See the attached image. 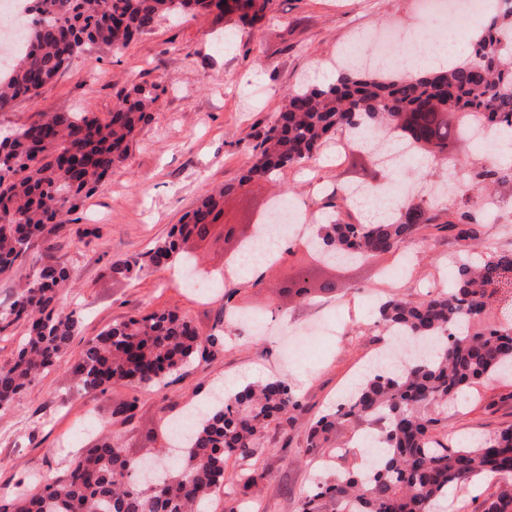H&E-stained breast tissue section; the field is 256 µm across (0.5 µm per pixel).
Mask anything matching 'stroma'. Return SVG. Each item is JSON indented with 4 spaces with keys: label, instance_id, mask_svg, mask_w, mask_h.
Returning a JSON list of instances; mask_svg holds the SVG:
<instances>
[{
    "label": "stroma",
    "instance_id": "1",
    "mask_svg": "<svg viewBox=\"0 0 512 512\" xmlns=\"http://www.w3.org/2000/svg\"><path fill=\"white\" fill-rule=\"evenodd\" d=\"M394 24L427 39L467 44L471 33L446 19L420 14L418 0H272L267 18L237 27L223 41L225 23L213 15L163 21L121 52L88 48L63 68L37 98L0 111V135L40 121L50 112L106 115L133 86L162 85L153 119L138 133L124 165L67 216L60 230L44 233L38 248L72 269L65 310L82 317L69 357L85 341L133 315L170 310L210 333L221 312L220 291L199 294L176 285L174 271L136 280L113 278V262L151 248L181 223L211 189L238 180L253 162V148L278 112L284 96L299 86L319 85L342 48L372 29ZM361 51H369L363 43ZM366 151L337 154L328 142L319 161L248 183L225 196L224 213L207 238H188L184 251L198 260L200 283L223 272L224 227L255 224L270 197L288 193L309 216L305 233L319 229L321 205L337 185L387 179ZM494 221L481 228L482 241L512 249V186L495 197ZM459 242L444 228H429L425 240L375 256L361 264L327 265L296 260L315 282L333 291L302 301L283 292L277 274L261 284L231 276L240 325L226 329L222 352L168 376L156 387L116 386L103 396L77 391L64 366L50 369L15 406L0 415V488L37 491L104 434L118 437L133 457L163 448L165 418L207 401L212 385L233 390L257 380L285 376L303 409L289 430L269 428L259 463L267 473L251 512H298L316 460L304 455L313 419L374 365L389 338L376 321L378 303L389 295L416 297L434 278L451 283L450 259ZM135 401L131 421L112 418L116 404ZM512 424V377L486 380L464 391L448 407V442L478 439Z\"/></svg>",
    "mask_w": 512,
    "mask_h": 512
}]
</instances>
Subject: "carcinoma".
I'll use <instances>...</instances> for the list:
<instances>
[{"mask_svg": "<svg viewBox=\"0 0 512 512\" xmlns=\"http://www.w3.org/2000/svg\"><path fill=\"white\" fill-rule=\"evenodd\" d=\"M271 0H26L23 48L0 64V111L33 99L85 47L119 53L134 38L152 32L168 18L224 9L232 21L252 25L267 16ZM158 82L138 85L112 112H57L22 125L0 140V274L28 266L27 279L13 300L0 306V333L22 325V345L14 361L0 367V411L12 409L26 389L68 351L81 324L75 310L61 307L72 281L71 269L31 249L49 224H62L83 198L128 158L130 142L153 120ZM404 131L405 150L444 160L462 172L448 190L466 196L453 208L424 204L403 194L396 216L377 224L342 223L332 214L310 249L325 261L364 260L379 251L395 252L438 225L448 212V230L463 241L455 277L446 288L414 300L392 297L378 307V322L402 339L427 346L418 361H398L361 379L349 397L310 426L305 452L328 454L338 426L349 422L379 425L369 434L378 463L324 478L301 498L300 512H433L436 503L480 478L495 479V492L473 512H512V425L476 442L450 447L435 434L439 415L458 393L498 373H512V321L485 331L468 329L487 306L494 286L512 273V251L484 245L469 251L478 227L489 216L486 192L512 184V161L496 159L478 171L456 161L459 140L479 130L512 135V0H493L490 21L471 40L467 55L447 69L410 75L382 74L348 64L314 87L289 93L264 138L254 146V162L238 182L202 197L185 223L143 254L112 264L115 278L134 280L146 271L190 266L179 241L203 238L224 212V196L244 182L269 179L316 159L340 135L367 137L376 149L386 133ZM295 294L309 298L330 292L311 287L300 273ZM234 289L224 288V315L202 335L177 312H152L117 323L87 341L68 365L76 387L106 395L118 384L151 386L195 359L224 350V321L234 314ZM302 402L287 378L266 379L225 392L216 388L207 411L191 424L177 456L151 450L163 479L137 482L139 460L128 456L112 436L84 450L64 473L35 493L3 492L10 512H208L216 493L233 488L228 512L253 500L264 479L256 468L266 430L287 429ZM234 470L226 473V463Z\"/></svg>", "mask_w": 512, "mask_h": 512, "instance_id": "cac0c4a2", "label": "carcinoma"}]
</instances>
